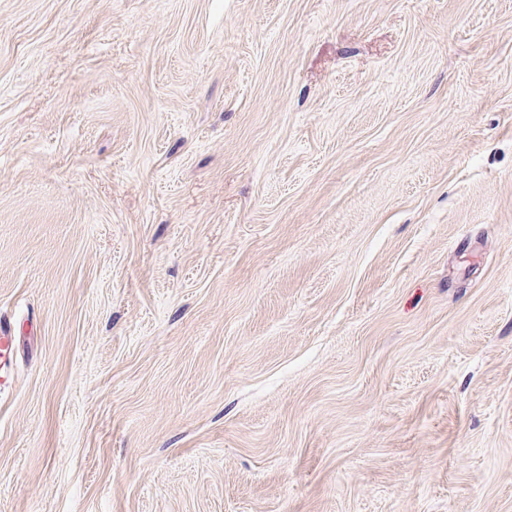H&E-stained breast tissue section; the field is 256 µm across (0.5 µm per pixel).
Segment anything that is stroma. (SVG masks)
Wrapping results in <instances>:
<instances>
[{
  "label": "stroma",
  "mask_w": 512,
  "mask_h": 512,
  "mask_svg": "<svg viewBox=\"0 0 512 512\" xmlns=\"http://www.w3.org/2000/svg\"><path fill=\"white\" fill-rule=\"evenodd\" d=\"M0 512H512V0H0Z\"/></svg>",
  "instance_id": "1"
}]
</instances>
